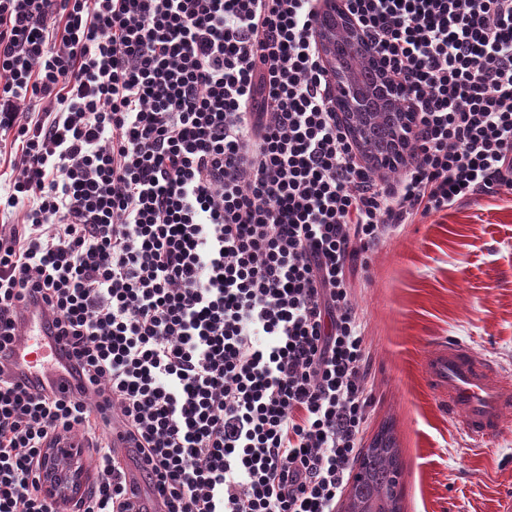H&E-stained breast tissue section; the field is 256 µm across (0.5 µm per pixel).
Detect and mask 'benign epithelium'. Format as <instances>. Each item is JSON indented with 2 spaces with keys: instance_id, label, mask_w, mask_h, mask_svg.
Listing matches in <instances>:
<instances>
[{
  "instance_id": "benign-epithelium-1",
  "label": "benign epithelium",
  "mask_w": 512,
  "mask_h": 512,
  "mask_svg": "<svg viewBox=\"0 0 512 512\" xmlns=\"http://www.w3.org/2000/svg\"><path fill=\"white\" fill-rule=\"evenodd\" d=\"M317 40L330 75L336 112L352 140L369 164L379 167L394 163L404 155L410 129V115L403 108L400 92L373 61L365 80L344 68L339 55L342 46L359 56L371 58L365 37L345 14L324 13ZM376 113L387 118L388 131L383 140L374 128L373 115Z\"/></svg>"
}]
</instances>
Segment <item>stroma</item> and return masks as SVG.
Returning a JSON list of instances; mask_svg holds the SVG:
<instances>
[{"label":"stroma","instance_id":"stroma-1","mask_svg":"<svg viewBox=\"0 0 512 512\" xmlns=\"http://www.w3.org/2000/svg\"><path fill=\"white\" fill-rule=\"evenodd\" d=\"M350 281L372 394L360 446L391 426L401 512H512V411L489 446L473 445L422 369L431 345L456 340L512 379V194H477L404 225L354 264Z\"/></svg>","mask_w":512,"mask_h":512}]
</instances>
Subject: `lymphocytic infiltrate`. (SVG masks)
I'll return each mask as SVG.
<instances>
[{
	"instance_id": "lymphocytic-infiltrate-1",
	"label": "lymphocytic infiltrate",
	"mask_w": 512,
	"mask_h": 512,
	"mask_svg": "<svg viewBox=\"0 0 512 512\" xmlns=\"http://www.w3.org/2000/svg\"><path fill=\"white\" fill-rule=\"evenodd\" d=\"M415 114L360 163L320 0H0V512H58L45 444L95 454L72 512H336L372 399L353 263L512 193V0H343ZM47 312L76 391L18 383ZM21 342L15 351V358L19 365L18 374L26 382L29 388L40 386L44 383L41 373L35 368L29 369L28 366H35L34 361L30 359L32 353H42L51 350L47 346L50 344L57 350V344L54 338L48 337L44 328V310L40 307L28 305L20 316ZM36 347L37 352H31Z\"/></svg>"
}]
</instances>
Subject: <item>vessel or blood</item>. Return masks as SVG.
<instances>
[{"label": "vessel or blood", "instance_id": "b4317fda", "mask_svg": "<svg viewBox=\"0 0 512 512\" xmlns=\"http://www.w3.org/2000/svg\"><path fill=\"white\" fill-rule=\"evenodd\" d=\"M20 321L21 342L15 351L19 375L29 387L46 382L57 392H67L72 385L67 374L47 380L32 367L31 353L47 351L51 342L43 309L27 306ZM423 369L439 407L462 434L481 445L500 434L503 416L512 410V382L493 362L463 343L445 340L428 350Z\"/></svg>", "mask_w": 512, "mask_h": 512}]
</instances>
